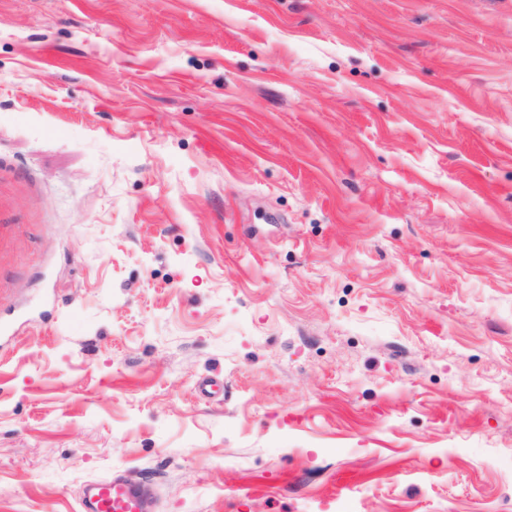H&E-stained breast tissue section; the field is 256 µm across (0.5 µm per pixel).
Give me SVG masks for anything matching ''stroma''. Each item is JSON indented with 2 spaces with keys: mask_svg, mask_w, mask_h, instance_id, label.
<instances>
[{
  "mask_svg": "<svg viewBox=\"0 0 512 512\" xmlns=\"http://www.w3.org/2000/svg\"><path fill=\"white\" fill-rule=\"evenodd\" d=\"M12 312L0 512H512V0H0ZM154 492L149 485L135 484L120 476L84 484L79 512H151Z\"/></svg>",
  "mask_w": 512,
  "mask_h": 512,
  "instance_id": "obj_1",
  "label": "stroma"
}]
</instances>
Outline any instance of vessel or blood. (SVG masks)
<instances>
[{"label": "vessel or blood", "mask_w": 512, "mask_h": 512, "mask_svg": "<svg viewBox=\"0 0 512 512\" xmlns=\"http://www.w3.org/2000/svg\"><path fill=\"white\" fill-rule=\"evenodd\" d=\"M154 492L149 485L113 476L84 484L79 512H152Z\"/></svg>", "instance_id": "b4317fda"}]
</instances>
